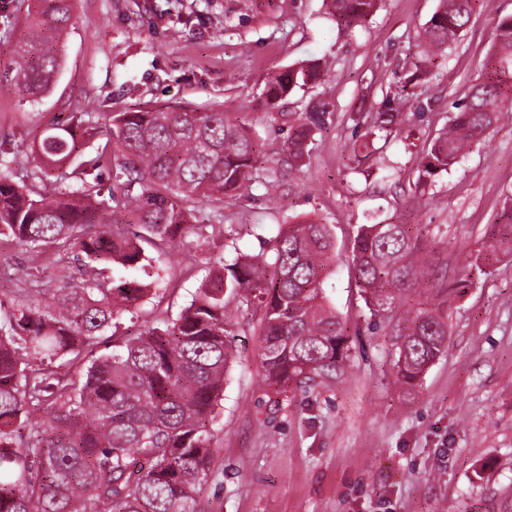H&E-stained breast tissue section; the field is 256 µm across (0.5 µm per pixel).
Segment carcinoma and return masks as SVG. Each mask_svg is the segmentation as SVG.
<instances>
[{
    "label": "carcinoma",
    "instance_id": "cac0c4a2",
    "mask_svg": "<svg viewBox=\"0 0 512 512\" xmlns=\"http://www.w3.org/2000/svg\"><path fill=\"white\" fill-rule=\"evenodd\" d=\"M337 27H361L379 0H326ZM476 0H439L427 22L426 53L445 50L469 23ZM29 32L16 50L19 91L38 97L62 64L63 39L76 25L73 0H38ZM320 64L307 61L267 83L270 107L294 88L317 83ZM512 116V14L494 22L490 67L448 128L427 146L417 185L446 172ZM288 136L271 156L275 172L304 166L321 112L283 113ZM405 123L391 108L368 121L388 138ZM107 126L104 144H94ZM259 145L220 106L150 111L84 112L48 125L38 143L31 183L14 181L17 154L0 149V237L33 253L58 255V284L22 289L0 319V512H197L208 476L218 399L235 358L231 313L262 310L261 369L277 392L348 371L350 334L324 295L335 258L329 225H282L270 253L209 258L206 278L172 320L125 339L116 321L155 292L145 246L173 250L224 219V199L250 186ZM376 148L353 144L367 165ZM117 170V187L102 175ZM497 223L500 238L485 258L512 254V206ZM417 224L358 226L353 276L373 326L398 309L418 276L433 273ZM471 273L443 283L425 306L403 317L396 340L395 380L412 393L448 343L446 312L472 287ZM111 332L112 352L76 380V364ZM34 439L23 442L20 430Z\"/></svg>",
    "mask_w": 512,
    "mask_h": 512
}]
</instances>
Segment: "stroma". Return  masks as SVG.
<instances>
[{
    "mask_svg": "<svg viewBox=\"0 0 512 512\" xmlns=\"http://www.w3.org/2000/svg\"><path fill=\"white\" fill-rule=\"evenodd\" d=\"M36 0H0V142L29 154L50 120L75 112H123L159 104H222L264 150L284 140L280 113L323 111L303 172L269 177L259 159L240 198L225 202L221 229H204L169 253H153L155 300L119 321L131 335L175 318L205 275L208 258L266 250L273 229L313 218L329 224L336 261L325 294L351 336L341 379L282 396L258 366V319L236 314V363L224 384L213 461L198 512H503L512 504V256L474 272V286L448 312V346L418 392L391 375L389 326L371 328L349 267L358 225L405 216L440 255L403 310L431 297L461 270L512 204V123L500 124L452 170L416 186L427 140L484 72L494 19L512 0H477L459 40L433 58L409 102L397 93L422 57L421 32L438 0H380L365 26L339 31L323 0H76L80 23L64 42L49 90L32 100L14 85L13 50ZM319 60L320 84L265 101L273 76ZM404 112L372 169L355 168L350 144L366 132L354 115ZM53 277L0 239V302L17 296L18 269Z\"/></svg>",
    "mask_w": 512,
    "mask_h": 512,
    "instance_id": "stroma-1",
    "label": "stroma"
}]
</instances>
